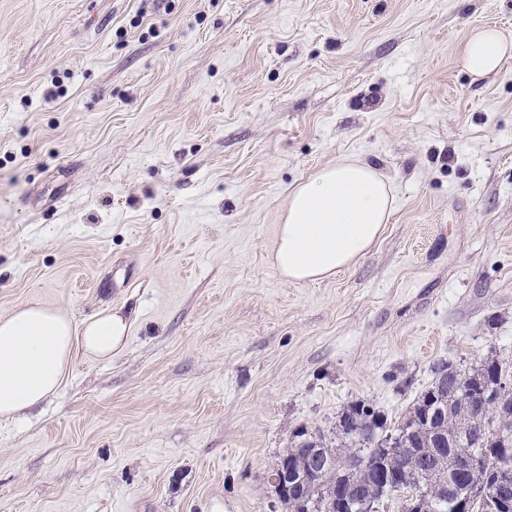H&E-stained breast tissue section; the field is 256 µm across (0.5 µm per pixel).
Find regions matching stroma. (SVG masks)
Listing matches in <instances>:
<instances>
[{"mask_svg": "<svg viewBox=\"0 0 512 512\" xmlns=\"http://www.w3.org/2000/svg\"><path fill=\"white\" fill-rule=\"evenodd\" d=\"M487 24L512 0H0V315L136 313L0 418V512H283L297 432L512 368V58L460 62ZM346 156L391 222L287 283L288 191Z\"/></svg>", "mask_w": 512, "mask_h": 512, "instance_id": "obj_1", "label": "stroma"}]
</instances>
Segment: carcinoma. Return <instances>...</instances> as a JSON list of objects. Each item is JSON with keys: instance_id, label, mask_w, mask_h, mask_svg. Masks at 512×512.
Listing matches in <instances>:
<instances>
[{"instance_id": "cac0c4a2", "label": "carcinoma", "mask_w": 512, "mask_h": 512, "mask_svg": "<svg viewBox=\"0 0 512 512\" xmlns=\"http://www.w3.org/2000/svg\"><path fill=\"white\" fill-rule=\"evenodd\" d=\"M448 388L437 383L423 392L393 425L370 401L349 404L336 422V439L301 431L282 458L294 467L312 461L311 449L319 450L320 478L306 483L281 502L285 512H336L331 501L347 498L357 506L384 493L387 474L408 479L413 486L420 472H429L420 512H453L457 496H471V512H512V376L499 361L482 362L462 377L447 366ZM436 397L437 416L432 430L408 434L421 417L430 396ZM395 433L410 435L408 447L387 454L376 438ZM498 490L506 497H476L479 488Z\"/></svg>"}]
</instances>
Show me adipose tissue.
Returning <instances> with one entry per match:
<instances>
[{"label":"adipose tissue","instance_id":"ef3b65f1","mask_svg":"<svg viewBox=\"0 0 512 512\" xmlns=\"http://www.w3.org/2000/svg\"><path fill=\"white\" fill-rule=\"evenodd\" d=\"M512 56V37L493 27L469 34L461 60L482 78ZM395 210L393 186L373 165L343 159L318 169L288 193L271 262L290 283H315L356 266L379 241ZM131 317L120 309L75 326L62 310L37 302L0 315V418L53 395L76 353L104 360L124 349Z\"/></svg>","mask_w":512,"mask_h":512}]
</instances>
